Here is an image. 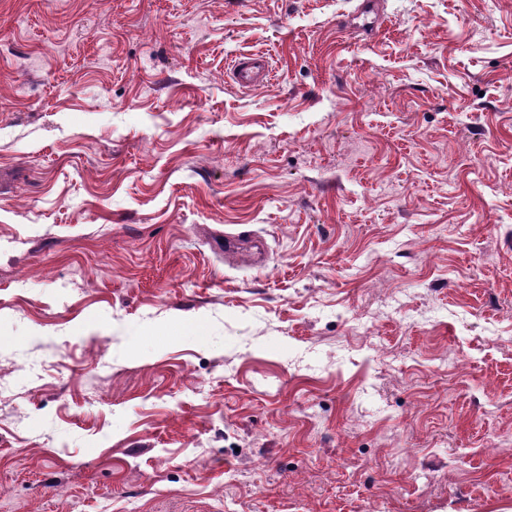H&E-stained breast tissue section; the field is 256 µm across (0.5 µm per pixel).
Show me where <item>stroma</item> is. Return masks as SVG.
<instances>
[{"label": "stroma", "mask_w": 512, "mask_h": 512, "mask_svg": "<svg viewBox=\"0 0 512 512\" xmlns=\"http://www.w3.org/2000/svg\"><path fill=\"white\" fill-rule=\"evenodd\" d=\"M367 2L0 0V512H512V0ZM268 76V64L262 56L240 59L233 72L236 82L245 87L260 86Z\"/></svg>", "instance_id": "obj_1"}]
</instances>
